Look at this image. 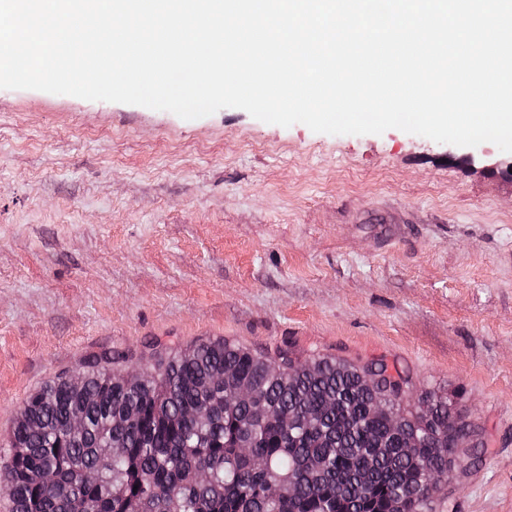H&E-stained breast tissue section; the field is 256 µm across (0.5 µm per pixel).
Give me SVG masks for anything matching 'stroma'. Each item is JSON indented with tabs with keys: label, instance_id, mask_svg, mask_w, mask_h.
Wrapping results in <instances>:
<instances>
[{
	"label": "stroma",
	"instance_id": "1",
	"mask_svg": "<svg viewBox=\"0 0 512 512\" xmlns=\"http://www.w3.org/2000/svg\"><path fill=\"white\" fill-rule=\"evenodd\" d=\"M511 167L490 142L0 89V456L87 358L224 339L407 371L409 405L447 396L485 445L431 512H512Z\"/></svg>",
	"mask_w": 512,
	"mask_h": 512
}]
</instances>
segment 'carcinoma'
Wrapping results in <instances>:
<instances>
[{"mask_svg": "<svg viewBox=\"0 0 512 512\" xmlns=\"http://www.w3.org/2000/svg\"><path fill=\"white\" fill-rule=\"evenodd\" d=\"M104 362L23 401L0 462L11 512H425L448 472L475 464L456 455L470 430L447 398L423 396L425 417L376 409L406 383L382 361L302 363L288 350L271 360L213 340L134 379ZM365 372L380 382L366 386ZM240 385L253 397L226 406ZM276 479L289 487L272 498Z\"/></svg>", "mask_w": 512, "mask_h": 512, "instance_id": "carcinoma-1", "label": "carcinoma"}]
</instances>
